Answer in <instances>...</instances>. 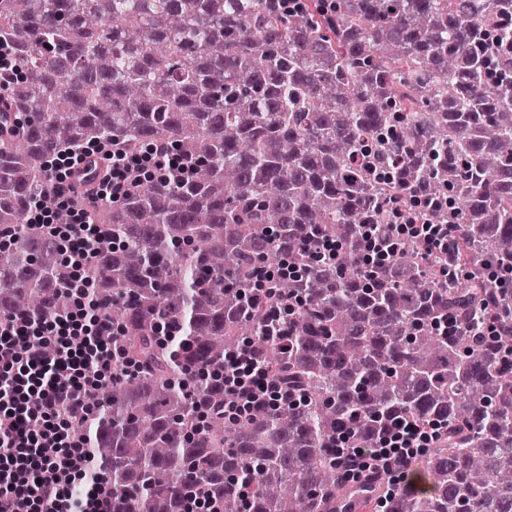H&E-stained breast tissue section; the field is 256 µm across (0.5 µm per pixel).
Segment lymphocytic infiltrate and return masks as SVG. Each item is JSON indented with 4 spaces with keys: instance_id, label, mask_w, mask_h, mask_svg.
I'll list each match as a JSON object with an SVG mask.
<instances>
[{
    "instance_id": "obj_1",
    "label": "lymphocytic infiltrate",
    "mask_w": 512,
    "mask_h": 512,
    "mask_svg": "<svg viewBox=\"0 0 512 512\" xmlns=\"http://www.w3.org/2000/svg\"><path fill=\"white\" fill-rule=\"evenodd\" d=\"M150 157L163 171H188L169 145L149 143L136 152L112 151L110 176L95 192L78 191L66 177L50 175L49 204L39 205L41 216L67 209L71 222L65 236L72 253L70 276L79 283L69 311L27 318L0 311V512H112L110 480L98 474L84 498H73L71 486L91 468L88 448L72 436L75 421L93 410L87 394L103 395L112 383V320L83 274L102 231L90 221L94 201L123 195L129 188L133 160ZM395 236H410L424 245L423 259L435 269L448 265V227L444 224L393 225ZM224 391L232 400L224 416L241 421L253 405H282L288 397L270 367L251 357L237 356L224 363ZM442 433L438 426L399 422L376 444L352 451V466L383 463L393 477H404L420 449L430 447Z\"/></svg>"
}]
</instances>
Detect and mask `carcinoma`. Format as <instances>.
<instances>
[{"instance_id": "obj_1", "label": "carcinoma", "mask_w": 512, "mask_h": 512, "mask_svg": "<svg viewBox=\"0 0 512 512\" xmlns=\"http://www.w3.org/2000/svg\"><path fill=\"white\" fill-rule=\"evenodd\" d=\"M2 45L27 115L0 139L4 310L72 304L54 231L26 223L49 156L168 141L192 165L92 212L120 357L74 432L112 512H181L203 489L223 512H355L389 476L349 480L338 443L398 420L447 431L391 512H512V295L388 232L413 199L460 261L512 268V0H0ZM374 242L391 257L366 271ZM285 265L272 287L295 305L271 336L252 278ZM484 300L489 339L471 335ZM242 351L302 403L230 423L224 386L192 400L174 379Z\"/></svg>"}]
</instances>
